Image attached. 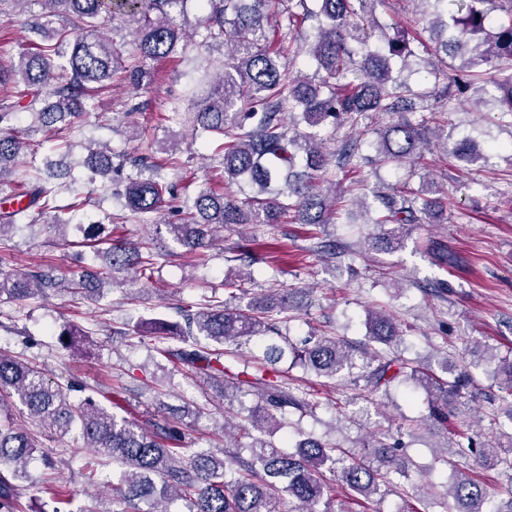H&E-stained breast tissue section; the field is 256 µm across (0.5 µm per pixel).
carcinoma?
I'll return each instance as SVG.
<instances>
[{
    "label": "carcinoma",
    "instance_id": "obj_1",
    "mask_svg": "<svg viewBox=\"0 0 512 512\" xmlns=\"http://www.w3.org/2000/svg\"><path fill=\"white\" fill-rule=\"evenodd\" d=\"M17 5L38 3L47 17H61L65 26L53 43H38L35 51L20 56L19 64L0 65V87L16 86L21 76L25 89L53 86L52 110L33 97L27 103L31 127L57 121L81 120L90 93L112 83L125 70L116 42L101 34L105 20L116 14L128 17L132 44L143 61L176 54L179 42L191 38L178 19L185 17L188 0H11ZM202 14L196 17L194 33L207 43L226 44L224 64L203 80L193 113L194 126L218 142L211 160L224 170V184L236 185L239 193L201 189L180 195L160 174L161 166L146 155L129 158L135 173L121 181L119 194L124 207L135 215L161 211L164 197L173 203L178 222L168 223L169 234L186 252L193 254L212 247L215 236L227 224H328L336 216V170L358 169L357 140L348 139L333 156L323 152L319 129L323 125L356 127L371 112L402 114L420 112L416 123L401 118L378 132L380 162L408 159L427 167L423 144L436 131L429 115L442 111L460 95L474 90L483 103L493 102L496 111L512 115V0H454L456 11H448V0H419L428 6L421 13L432 44L417 38L400 22H392L375 34L370 21L376 0H199ZM316 21L315 33H303L304 24ZM284 25L296 49L271 47L266 26ZM427 55L434 74L443 77L432 90L413 89L394 75L393 60L401 70ZM308 58L313 75L302 71L300 61ZM461 59L455 77L448 80V59ZM486 66L490 79L472 68ZM495 93L485 99L486 85ZM17 102L0 99V195L14 190L5 177L17 163L28 142L10 125ZM87 181L112 178L117 171L112 148L100 142L82 146ZM450 152L458 160L473 164L483 159L479 145L470 139L453 144ZM437 192L435 183L424 178L418 187L395 190L382 187L374 192L379 212L377 224L393 228L375 238L374 244L399 245L410 224H436L440 211L428 194ZM60 185L53 177L29 184L27 203L20 208L0 210V235L20 224L50 217L64 231L82 233L84 242L103 261L99 270L58 277L51 270H0V304H22L65 288L79 296H99L114 282L115 274L133 275L135 286L154 271L164 257L161 246L112 240L100 236L102 224H84L76 218L78 204L59 200ZM228 299L181 303L178 321L164 318L139 319L132 330L116 328L114 336L140 337L176 335L183 346L166 348L162 354L188 374L221 390L258 399L250 410L231 424L250 439L248 457L226 451L187 454L185 448L169 446L177 440V427L165 421L146 428L120 418L100 405L120 397L116 389L99 388L77 404L69 399L74 385L63 387L19 357L0 350V512H20L21 488L14 484L25 478L27 465L37 445L28 431L15 423L13 408L20 404L32 420L59 435L73 431L89 448L123 469L125 490L120 492L124 508L138 512V502H153V512H167L165 504L175 498L189 500V512H282L288 496V512H352L346 500L370 498L394 486L386 460L373 465L369 456L357 458L321 439L307 437L295 450L284 452L267 439L280 426V419L295 412L317 408L296 394L282 379L283 361L301 364L319 377L335 379L361 366L359 377L373 392L387 390L400 379L422 388L429 396L431 417L445 420L459 410L467 389H477L472 372L443 362L439 377L424 366L388 351L397 343L398 332L383 312H367L370 342L381 345L363 353L356 363L355 349L337 336L310 334L298 344L282 335L273 313L294 308V293H275L241 306L242 288H227ZM231 350L210 349L199 337ZM264 344L262 358L254 371L235 372L224 356H241L239 350L252 340ZM482 370L494 381L498 400L512 407V358L491 355L482 360ZM474 458L484 465L500 466L512 481V433L482 443L468 438L457 442L451 457L442 462L458 466L453 458ZM336 473L348 489L346 499L332 497L334 487L324 471ZM453 497L452 512H512V497L497 503L489 491L464 472L446 489Z\"/></svg>",
    "mask_w": 512,
    "mask_h": 512
}]
</instances>
